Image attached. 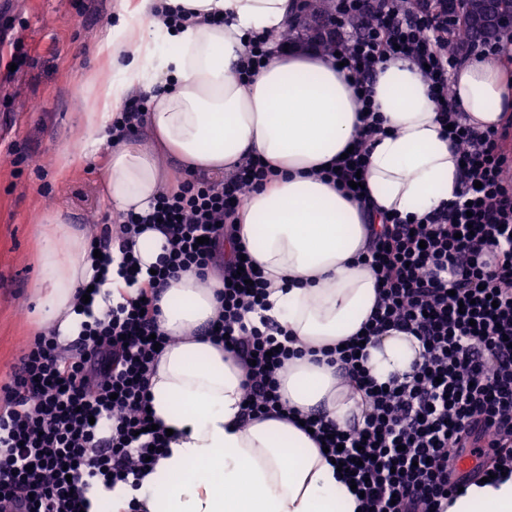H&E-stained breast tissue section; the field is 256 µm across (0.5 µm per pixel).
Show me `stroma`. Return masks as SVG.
I'll return each instance as SVG.
<instances>
[{
    "label": "stroma",
    "instance_id": "obj_1",
    "mask_svg": "<svg viewBox=\"0 0 512 512\" xmlns=\"http://www.w3.org/2000/svg\"><path fill=\"white\" fill-rule=\"evenodd\" d=\"M118 0H9L13 27L0 43V380L37 333L41 281L38 243L51 231L45 216L67 210L97 232L107 207L99 194L105 147L89 148L66 176L55 151L74 137L89 100L84 76L107 82L112 70L99 48L112 38ZM27 65L13 68L17 56Z\"/></svg>",
    "mask_w": 512,
    "mask_h": 512
}]
</instances>
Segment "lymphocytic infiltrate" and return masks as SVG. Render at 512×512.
I'll return each instance as SVG.
<instances>
[{
    "instance_id": "obj_1",
    "label": "lymphocytic infiltrate",
    "mask_w": 512,
    "mask_h": 512,
    "mask_svg": "<svg viewBox=\"0 0 512 512\" xmlns=\"http://www.w3.org/2000/svg\"><path fill=\"white\" fill-rule=\"evenodd\" d=\"M323 39L354 80L366 139L383 122L372 112L376 64L400 56L426 65L463 169L450 203L418 220L369 225L363 260L378 278V300L362 335L333 359L363 394V422L343 429L313 413L304 424L330 459L354 471L363 512H443L459 487L512 474V123L471 126L450 84L471 57L511 62L512 34L454 50L448 0H335ZM273 175L258 158L227 180L189 172L148 214L102 217L90 243L100 266L142 224H157L168 254L153 275L123 256L118 273L135 296L99 314L80 304L76 335L44 330L22 349L0 385V512H91L100 493L139 487L168 442L146 410L156 348L167 343L155 301L187 269H224L223 314L207 333L242 366L246 416H288L277 372L296 355L294 340L263 315L261 272L224 251L236 210ZM391 330L419 340L421 361L406 380L381 383L363 354L367 341ZM467 453L478 464L462 473L456 464Z\"/></svg>"
}]
</instances>
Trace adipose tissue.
<instances>
[{"label": "adipose tissue", "mask_w": 512, "mask_h": 512, "mask_svg": "<svg viewBox=\"0 0 512 512\" xmlns=\"http://www.w3.org/2000/svg\"><path fill=\"white\" fill-rule=\"evenodd\" d=\"M195 12L170 30L152 15L156 0H122L112 42L101 47L111 83L87 75L93 111L74 141L56 153L59 169L88 148L107 145L101 194L113 215L148 211L182 170L229 176L251 157L277 175L251 193L233 221L243 248L268 282L269 317L305 350L278 374L283 403L300 415L318 410L339 427L362 414L360 392L314 352L356 336L378 296L377 276L359 256L367 227L393 214L412 220L454 200L458 153L442 138L426 77L411 59L378 63L373 102L383 133L367 147L364 198L344 195L321 169L355 146L363 124L348 72L315 50H272L249 78L238 74L245 32L270 33L298 12L300 0H167ZM150 92L145 133L109 143L112 118L135 88ZM452 93L479 129L512 115V73L495 58L471 59L451 76ZM42 240L39 328L77 331V291L94 275L89 239L65 210L53 212ZM224 282L214 272L182 271L160 290L158 323L169 336L149 380L157 424L173 432L168 453L141 489L120 487L96 512H357L358 502L319 445L289 420L242 422L244 373L236 357L202 331L217 319ZM412 335L372 338L367 368L378 382L404 377L420 360ZM447 512H512V478L470 486Z\"/></svg>", "instance_id": "1"}]
</instances>
